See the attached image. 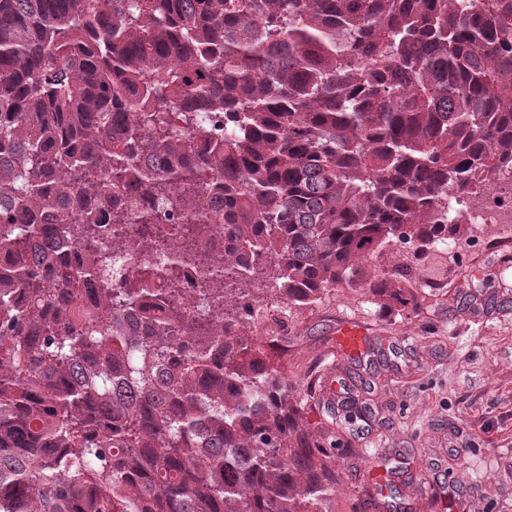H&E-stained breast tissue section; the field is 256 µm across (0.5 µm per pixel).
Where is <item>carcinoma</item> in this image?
I'll use <instances>...</instances> for the list:
<instances>
[{
    "instance_id": "1",
    "label": "carcinoma",
    "mask_w": 512,
    "mask_h": 512,
    "mask_svg": "<svg viewBox=\"0 0 512 512\" xmlns=\"http://www.w3.org/2000/svg\"><path fill=\"white\" fill-rule=\"evenodd\" d=\"M511 169L512 0H0V512H329L253 305L416 308ZM408 247L409 245H406V248L402 247V245H393L385 249L381 257L372 260L371 263L366 262V265H363L371 274L377 273L382 268L389 270L393 266L400 265L404 261L406 262L404 258L408 251H411Z\"/></svg>"
}]
</instances>
